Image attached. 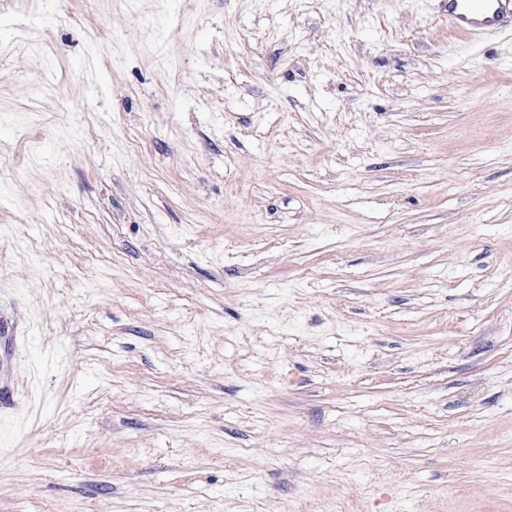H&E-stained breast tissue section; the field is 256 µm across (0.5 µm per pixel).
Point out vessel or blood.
<instances>
[{"mask_svg":"<svg viewBox=\"0 0 512 512\" xmlns=\"http://www.w3.org/2000/svg\"><path fill=\"white\" fill-rule=\"evenodd\" d=\"M448 23L468 34L512 30V0H448Z\"/></svg>","mask_w":512,"mask_h":512,"instance_id":"obj_1","label":"vessel or blood"}]
</instances>
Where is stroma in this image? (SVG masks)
Returning a JSON list of instances; mask_svg holds the SVG:
<instances>
[{
  "instance_id": "stroma-1",
  "label": "stroma",
  "mask_w": 512,
  "mask_h": 512,
  "mask_svg": "<svg viewBox=\"0 0 512 512\" xmlns=\"http://www.w3.org/2000/svg\"><path fill=\"white\" fill-rule=\"evenodd\" d=\"M0 512H512V35L444 0H0Z\"/></svg>"
}]
</instances>
